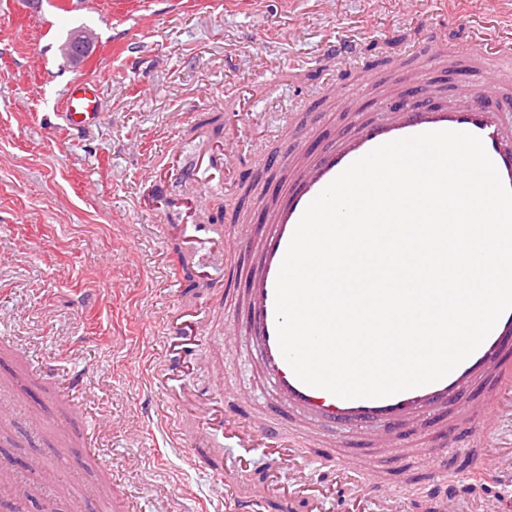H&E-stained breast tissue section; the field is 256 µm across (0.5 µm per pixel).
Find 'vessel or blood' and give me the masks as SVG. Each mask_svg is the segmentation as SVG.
I'll return each instance as SVG.
<instances>
[{"label":"vessel or blood","mask_w":512,"mask_h":512,"mask_svg":"<svg viewBox=\"0 0 512 512\" xmlns=\"http://www.w3.org/2000/svg\"><path fill=\"white\" fill-rule=\"evenodd\" d=\"M434 69L447 72L466 67L471 89L462 102L448 104L433 91L430 83L409 82L404 70L390 74V83L400 92L380 100L376 118H356L351 129L327 143H317L316 133L296 131L286 141L284 154H301L304 164L297 175L279 190L280 203L267 229L253 236L237 225L225 227L220 242L225 252L257 250L259 263L248 292V316L242 331L252 344L262 375L273 385L276 400L293 412L320 423L330 431H357L365 427L379 430L381 443L393 447L401 438L422 432L437 438L424 452L428 467L459 449L452 426L464 420V429L473 438L493 436L504 415L505 394L512 392V374L504 359L512 347V310L506 311L484 342L451 373L431 384L405 390L384 398L338 397L303 383L283 357L277 338L275 285L289 242L308 204L350 164L377 146L425 132L457 131L479 137L506 187L512 188V95L504 86L512 83V40L503 39L492 27L471 30L462 47L435 48L429 59ZM99 85L82 79L67 88L64 96L65 120L69 128L83 130L100 123ZM165 335V361L151 367L150 383L166 393L169 400H185L190 392L191 371L187 351V313L171 310L161 318ZM223 421L229 430L227 442L249 443L271 450L272 454L296 457L287 437L272 426L228 410ZM353 481L341 485L338 497L351 489L381 501L391 512L397 495L383 496L375 477L353 468ZM279 512H288L285 488L273 487L260 496L239 494L225 499V512H266L269 501Z\"/></svg>","instance_id":"1"}]
</instances>
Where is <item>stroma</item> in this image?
I'll return each mask as SVG.
<instances>
[{"label": "stroma", "mask_w": 512, "mask_h": 512, "mask_svg": "<svg viewBox=\"0 0 512 512\" xmlns=\"http://www.w3.org/2000/svg\"><path fill=\"white\" fill-rule=\"evenodd\" d=\"M63 0H0V398L12 405L0 427V459L18 469L26 490L31 461L55 478L41 484L26 512H184L197 503L224 512V488L185 450L169 447L157 419L172 415L147 387V363H162L160 317L176 304L204 306L208 318L190 357L191 388L220 404L225 387L250 388L245 411L265 418L275 394L257 384L256 356L228 343L245 320L252 252L225 258L210 245L215 227L248 224L261 233L293 160L270 168L252 160L255 139L279 151L290 125L319 123L327 135L350 116L326 82L351 88L363 70H414L440 39L465 38L455 0H433L415 17L407 0H92L69 11ZM87 30L90 53L73 62L62 51L71 32ZM358 41V65L328 58L330 38ZM97 80L103 118L92 130L66 127L67 87ZM270 83L271 100L254 95ZM223 113L222 132L208 119ZM209 209L186 211L197 188ZM173 209L155 205L157 196ZM223 288L215 297L214 288ZM51 367L27 381V364ZM84 372L83 414L58 424L70 373ZM94 433L95 449L81 436ZM337 450L307 447L310 484L338 481V461L359 459L401 512L436 503L456 480L454 512H485L512 497V478L471 480L469 457L450 460V477L422 464L427 439L395 448L365 436L337 438Z\"/></svg>", "instance_id": "stroma-1"}]
</instances>
